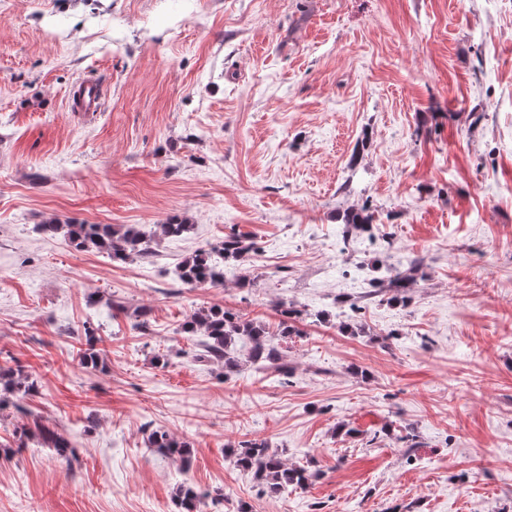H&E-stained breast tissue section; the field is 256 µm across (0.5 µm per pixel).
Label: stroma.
Listing matches in <instances>:
<instances>
[{
  "mask_svg": "<svg viewBox=\"0 0 512 512\" xmlns=\"http://www.w3.org/2000/svg\"><path fill=\"white\" fill-rule=\"evenodd\" d=\"M90 73L100 111H70ZM50 218L142 225L156 255L74 250L36 232ZM173 218L193 232L164 236ZM234 229L257 249L237 282L174 279ZM411 260L407 302L371 287ZM213 305L273 332L289 376L243 343L233 372L203 362L180 329ZM17 366L37 388L0 407V512H176L181 485L199 512H512V0H0ZM30 412L71 460L19 448ZM158 428L189 465L149 447ZM253 439L316 479L268 496L229 456Z\"/></svg>",
  "mask_w": 512,
  "mask_h": 512,
  "instance_id": "35a3bbf8",
  "label": "stroma"
}]
</instances>
